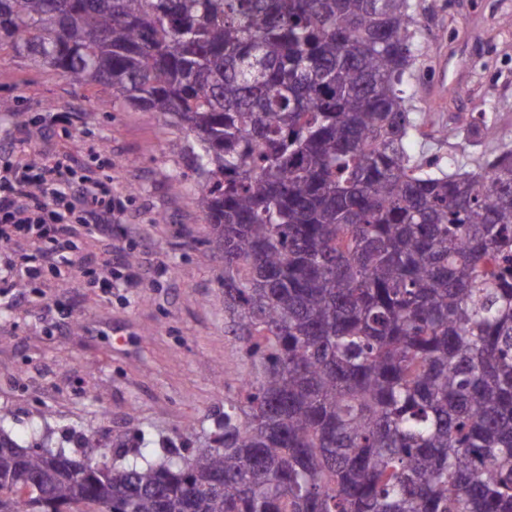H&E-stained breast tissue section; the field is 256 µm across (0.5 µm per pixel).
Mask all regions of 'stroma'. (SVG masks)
<instances>
[{
  "label": "stroma",
  "mask_w": 512,
  "mask_h": 512,
  "mask_svg": "<svg viewBox=\"0 0 512 512\" xmlns=\"http://www.w3.org/2000/svg\"><path fill=\"white\" fill-rule=\"evenodd\" d=\"M418 64L405 88L425 128L458 113L484 116L493 150L512 149V0H411ZM0 145L28 136L32 154L67 152L76 172L112 182L126 220L111 238L77 234L66 284L0 291V408L29 444L45 415L52 448L95 435L103 463L119 465L113 440L139 429L136 445L163 461L169 446L209 437L255 367L224 318V260L195 198L201 181L173 152L182 131L153 112L114 103L57 72L0 54ZM66 114L53 123L54 114ZM414 154L472 170L478 147L461 138L414 136ZM181 187H174L176 176ZM130 258L132 283L104 293V260Z\"/></svg>",
  "instance_id": "1"
}]
</instances>
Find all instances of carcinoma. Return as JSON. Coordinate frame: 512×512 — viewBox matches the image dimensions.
<instances>
[{
    "mask_svg": "<svg viewBox=\"0 0 512 512\" xmlns=\"http://www.w3.org/2000/svg\"><path fill=\"white\" fill-rule=\"evenodd\" d=\"M415 26L410 0H0L1 51L185 131L259 365L189 458L109 470L1 409L0 512H512V149L413 159Z\"/></svg>",
    "mask_w": 512,
    "mask_h": 512,
    "instance_id": "cac0c4a2",
    "label": "carcinoma"
}]
</instances>
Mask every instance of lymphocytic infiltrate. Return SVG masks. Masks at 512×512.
<instances>
[{
	"instance_id": "obj_1",
	"label": "lymphocytic infiltrate",
	"mask_w": 512,
	"mask_h": 512,
	"mask_svg": "<svg viewBox=\"0 0 512 512\" xmlns=\"http://www.w3.org/2000/svg\"><path fill=\"white\" fill-rule=\"evenodd\" d=\"M6 155L0 167V286L60 273L73 263L78 230L106 237L122 223L124 209L112 202L99 176L75 175L68 154L34 161L19 141ZM20 239L32 240V249L18 252Z\"/></svg>"
}]
</instances>
